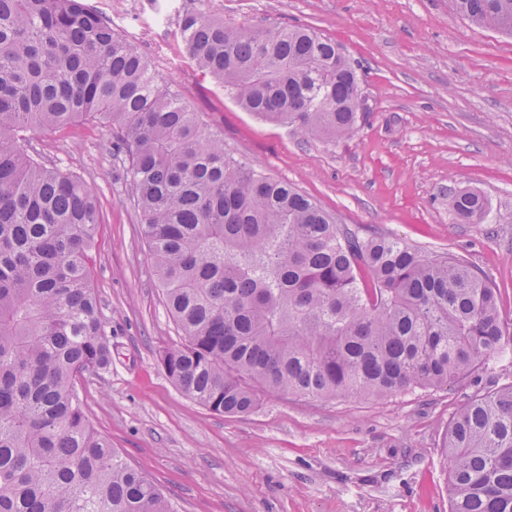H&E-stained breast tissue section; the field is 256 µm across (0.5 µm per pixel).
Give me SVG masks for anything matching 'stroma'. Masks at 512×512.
Returning <instances> with one entry per match:
<instances>
[{"label":"stroma","mask_w":512,"mask_h":512,"mask_svg":"<svg viewBox=\"0 0 512 512\" xmlns=\"http://www.w3.org/2000/svg\"><path fill=\"white\" fill-rule=\"evenodd\" d=\"M94 8L119 35L139 33L158 75L225 151L361 234L464 259L497 288L512 324V36L472 24L450 0H224L225 20L312 27L359 66L358 131L333 145L244 111L183 57L176 10L159 46L158 0ZM30 138L96 192L91 284L112 364L79 384L85 415L174 512H448V423L474 395L512 384V356L438 389L317 401L261 390L248 414L213 413L158 362L180 337L101 125L81 120ZM462 188L486 197L488 223L455 219L448 195Z\"/></svg>","instance_id":"1"}]
</instances>
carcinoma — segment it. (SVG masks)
Instances as JSON below:
<instances>
[{"instance_id":"1","label":"carcinoma","mask_w":512,"mask_h":512,"mask_svg":"<svg viewBox=\"0 0 512 512\" xmlns=\"http://www.w3.org/2000/svg\"><path fill=\"white\" fill-rule=\"evenodd\" d=\"M512 34V0H452ZM192 65L247 112L306 138H352L358 68L302 26L224 20L183 5ZM102 123L134 191L166 310L162 350L189 399L247 414L256 390L384 398L446 386L512 347L498 291L463 260L362 236L284 180L224 151L140 46L83 0H0V512H173L85 418L77 385L112 364L91 288L97 199L32 151L30 130ZM463 224L474 190L448 194ZM450 512H512V385L448 423Z\"/></svg>"}]
</instances>
